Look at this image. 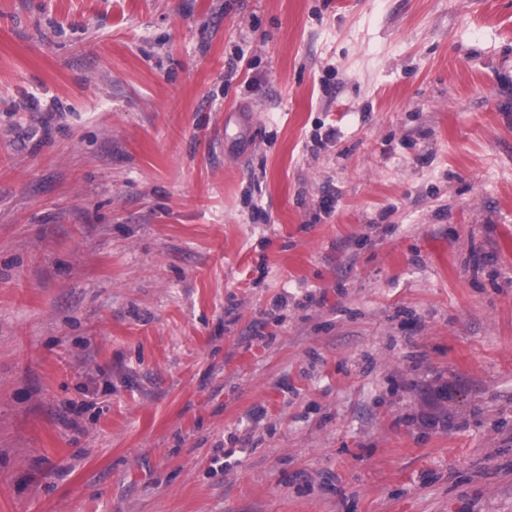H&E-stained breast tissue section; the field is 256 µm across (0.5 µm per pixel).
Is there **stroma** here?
Listing matches in <instances>:
<instances>
[{"label": "stroma", "instance_id": "1", "mask_svg": "<svg viewBox=\"0 0 512 512\" xmlns=\"http://www.w3.org/2000/svg\"><path fill=\"white\" fill-rule=\"evenodd\" d=\"M0 512H512V0H0Z\"/></svg>", "mask_w": 512, "mask_h": 512}]
</instances>
